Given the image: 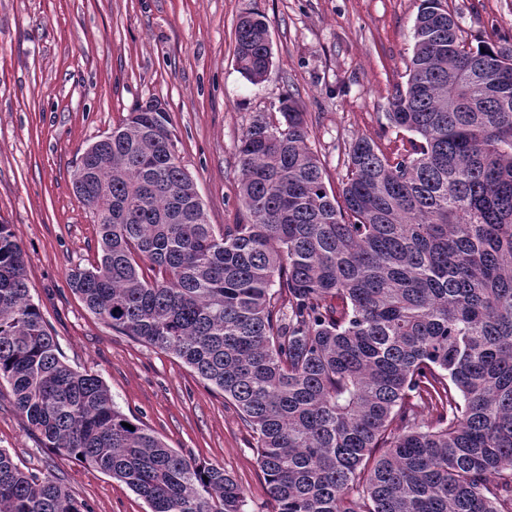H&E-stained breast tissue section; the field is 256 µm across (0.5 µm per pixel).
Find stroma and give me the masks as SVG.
Instances as JSON below:
<instances>
[{"label":"stroma","instance_id":"35a3bbf8","mask_svg":"<svg viewBox=\"0 0 512 512\" xmlns=\"http://www.w3.org/2000/svg\"><path fill=\"white\" fill-rule=\"evenodd\" d=\"M420 0H0V223L28 255L35 302L66 361L99 375L114 402L198 462L224 467L246 512H270L251 430L223 394L178 359L112 330L68 275L99 258L97 226L75 195L84 149L128 112L158 101L210 223L240 224L237 148L253 117L292 94L329 190L346 180L358 138L393 155L407 141L388 120L405 85ZM467 44L512 46V0H448ZM248 11L269 26L272 66L251 84L235 31ZM0 448L62 483L93 512H148L125 484L41 447L0 387Z\"/></svg>","mask_w":512,"mask_h":512}]
</instances>
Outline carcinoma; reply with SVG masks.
<instances>
[{
  "label": "carcinoma",
  "mask_w": 512,
  "mask_h": 512,
  "mask_svg": "<svg viewBox=\"0 0 512 512\" xmlns=\"http://www.w3.org/2000/svg\"><path fill=\"white\" fill-rule=\"evenodd\" d=\"M236 63L267 76L263 15L239 18ZM407 71L388 119L410 148L351 142L337 195L292 95L277 121L255 115L237 153L243 224L209 223L149 105L74 173L101 256L72 291L235 404L271 512H512V49L468 46L447 0H421ZM26 265L0 224V384L42 447L149 512H245L224 468L62 360ZM0 512L92 510L0 448Z\"/></svg>",
  "instance_id": "1"
}]
</instances>
